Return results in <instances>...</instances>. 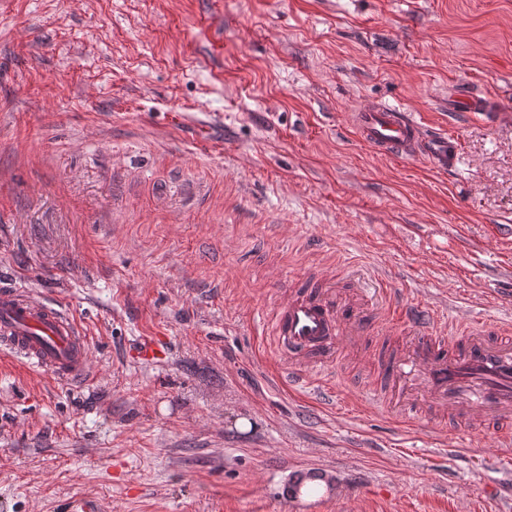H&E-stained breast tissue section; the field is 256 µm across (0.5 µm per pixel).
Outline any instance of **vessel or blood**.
<instances>
[{
    "mask_svg": "<svg viewBox=\"0 0 512 512\" xmlns=\"http://www.w3.org/2000/svg\"><path fill=\"white\" fill-rule=\"evenodd\" d=\"M355 126L384 155L423 156L443 170L457 158L453 138L425 133L405 112L374 105L358 113ZM388 304L392 322L410 326L413 338L380 360L372 394L382 398L403 381H418L440 410L480 418L498 444L512 446V325L488 320L450 337L428 331L427 310L393 297ZM374 324L366 311L338 302L328 279L297 282L266 325L273 353L289 363L281 380L292 386L302 380V367H332L344 342L370 334ZM0 352L72 385L87 380L90 344L83 323L9 279L0 281Z\"/></svg>",
    "mask_w": 512,
    "mask_h": 512,
    "instance_id": "vessel-or-blood-1",
    "label": "vessel or blood"
}]
</instances>
